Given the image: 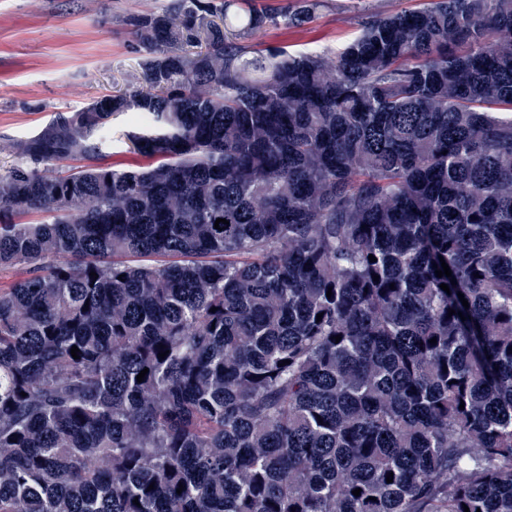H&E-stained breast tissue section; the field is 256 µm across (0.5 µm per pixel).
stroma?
Here are the masks:
<instances>
[{"mask_svg":"<svg viewBox=\"0 0 512 512\" xmlns=\"http://www.w3.org/2000/svg\"><path fill=\"white\" fill-rule=\"evenodd\" d=\"M168 0H0V144L27 136L54 112L76 109L138 75L140 55L119 16ZM419 0H325L303 27H269L254 49L329 57L360 30L364 14L419 7Z\"/></svg>","mask_w":512,"mask_h":512,"instance_id":"35a3bbf8","label":"stroma"}]
</instances>
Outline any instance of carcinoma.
I'll use <instances>...</instances> for the list:
<instances>
[{
  "mask_svg": "<svg viewBox=\"0 0 512 512\" xmlns=\"http://www.w3.org/2000/svg\"><path fill=\"white\" fill-rule=\"evenodd\" d=\"M322 6L127 14L141 77L4 146L0 512H512V0L245 43ZM132 114L133 112H129L128 115L122 116L112 122V126L108 130L107 157H105L103 163L112 164L117 168L145 163L128 153V148L125 143L124 134L133 125Z\"/></svg>",
  "mask_w": 512,
  "mask_h": 512,
  "instance_id": "obj_1",
  "label": "carcinoma"
}]
</instances>
